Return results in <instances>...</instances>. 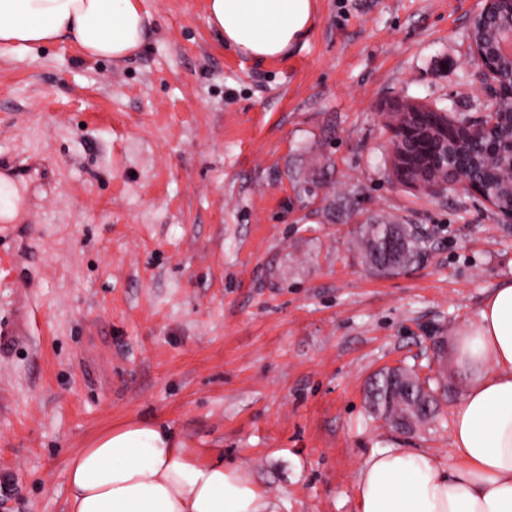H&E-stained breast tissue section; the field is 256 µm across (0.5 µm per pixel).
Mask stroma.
Segmentation results:
<instances>
[{
  "label": "stroma",
  "mask_w": 512,
  "mask_h": 512,
  "mask_svg": "<svg viewBox=\"0 0 512 512\" xmlns=\"http://www.w3.org/2000/svg\"><path fill=\"white\" fill-rule=\"evenodd\" d=\"M124 62L67 39L0 54V512H66L68 460L100 433L170 425L192 460L245 468L278 512H357L381 448L450 458L454 344L501 280L512 228L472 196L396 182L406 99L479 116V0H316L291 55L254 61L207 0H143ZM429 243L363 260L362 224ZM448 380L435 423L375 417L388 367Z\"/></svg>",
  "instance_id": "stroma-1"
}]
</instances>
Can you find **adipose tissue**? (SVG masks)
<instances>
[{"label": "adipose tissue", "mask_w": 512, "mask_h": 512, "mask_svg": "<svg viewBox=\"0 0 512 512\" xmlns=\"http://www.w3.org/2000/svg\"><path fill=\"white\" fill-rule=\"evenodd\" d=\"M208 25L241 56L262 61L303 44L315 0H208ZM153 17L141 0H0V52L68 38L115 61L144 45ZM468 387L453 410L456 464L384 448L359 466L358 512H512V279L482 301L457 342ZM68 512H276L245 469L191 460L171 426L134 422L96 436L68 461Z\"/></svg>", "instance_id": "1"}]
</instances>
